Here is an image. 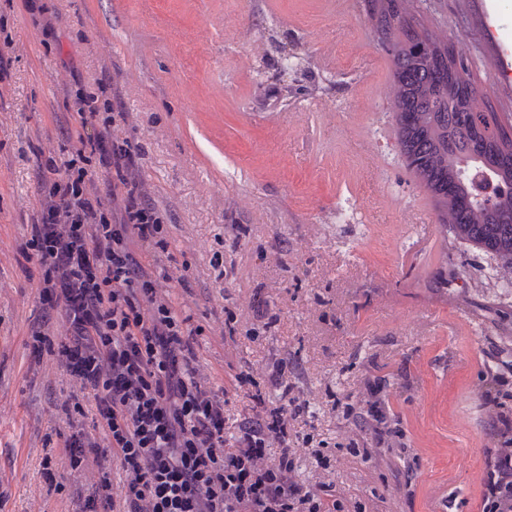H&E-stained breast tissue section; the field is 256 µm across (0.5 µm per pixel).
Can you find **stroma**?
Here are the masks:
<instances>
[{
    "label": "stroma",
    "instance_id": "1",
    "mask_svg": "<svg viewBox=\"0 0 512 512\" xmlns=\"http://www.w3.org/2000/svg\"><path fill=\"white\" fill-rule=\"evenodd\" d=\"M350 2L0 0V512H78L98 479L94 461L65 457L63 406L79 386L30 353L40 270L21 255L40 180L71 150L61 126L74 86L127 115L118 132L167 214L168 272L185 279L179 307L202 329L197 364L225 394L226 438L252 406L232 371L284 360L308 402L292 442L302 483L334 484L366 512H430L434 494L447 512H480L495 439L479 392L494 375L512 410V286L491 255L441 233L392 142L390 62ZM414 10L466 37L472 79L496 98L462 0ZM281 40L301 78L268 112L257 71ZM257 300L271 326L253 338ZM371 388L387 403L364 455L343 407L363 410Z\"/></svg>",
    "mask_w": 512,
    "mask_h": 512
}]
</instances>
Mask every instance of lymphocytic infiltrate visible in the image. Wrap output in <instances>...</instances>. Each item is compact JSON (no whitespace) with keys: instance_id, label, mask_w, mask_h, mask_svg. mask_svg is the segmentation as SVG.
<instances>
[{"instance_id":"obj_1","label":"lymphocytic infiltrate","mask_w":512,"mask_h":512,"mask_svg":"<svg viewBox=\"0 0 512 512\" xmlns=\"http://www.w3.org/2000/svg\"><path fill=\"white\" fill-rule=\"evenodd\" d=\"M122 118L76 92L67 119L74 150L63 175L41 180L21 248L39 267L46 320L62 328L54 338L34 331L32 353L55 356L84 395L74 414L91 413L100 431L96 440L76 431L65 442L71 463L90 455L100 468L79 512H350L333 485L296 480L289 441L306 403L279 373L269 377L283 387L277 405L265 402L253 368L233 375L253 408L226 447L224 398L196 365L201 329L158 284L170 246L167 214L151 201L128 140L104 135ZM95 164L109 177L104 194L93 196ZM496 388L486 379L498 441L485 451L481 508L512 512V415L496 409ZM115 462L124 473L118 487Z\"/></svg>"}]
</instances>
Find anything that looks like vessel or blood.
<instances>
[{
  "mask_svg": "<svg viewBox=\"0 0 512 512\" xmlns=\"http://www.w3.org/2000/svg\"><path fill=\"white\" fill-rule=\"evenodd\" d=\"M478 32L484 42L491 73L500 80L507 97H512V47L502 43L501 33L508 24L503 18L498 0H473Z\"/></svg>",
  "mask_w": 512,
  "mask_h": 512,
  "instance_id": "obj_1",
  "label": "vessel or blood"
}]
</instances>
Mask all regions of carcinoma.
I'll return each instance as SVG.
<instances>
[{
  "label": "carcinoma",
  "instance_id": "cac0c4a2",
  "mask_svg": "<svg viewBox=\"0 0 512 512\" xmlns=\"http://www.w3.org/2000/svg\"><path fill=\"white\" fill-rule=\"evenodd\" d=\"M406 0H361L365 22L389 57L387 98L400 155L452 238L492 255L512 282V116L495 111L466 69V38L448 41L409 13ZM493 182L480 199L473 175ZM453 216H448V202Z\"/></svg>",
  "mask_w": 512,
  "mask_h": 512
}]
</instances>
